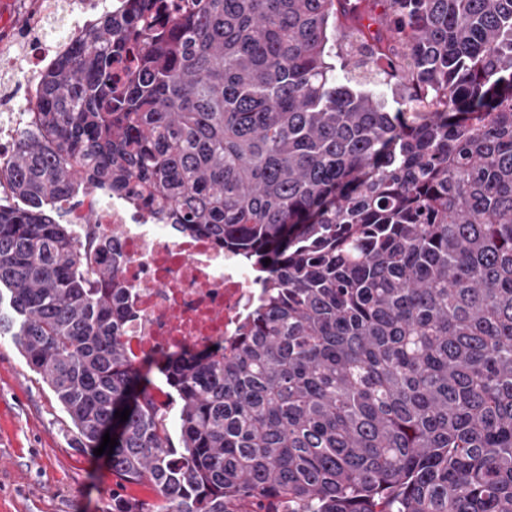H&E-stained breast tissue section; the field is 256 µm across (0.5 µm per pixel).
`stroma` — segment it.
<instances>
[{"mask_svg":"<svg viewBox=\"0 0 512 512\" xmlns=\"http://www.w3.org/2000/svg\"><path fill=\"white\" fill-rule=\"evenodd\" d=\"M115 482L105 456L75 448L52 392L0 336V512H106Z\"/></svg>","mask_w":512,"mask_h":512,"instance_id":"obj_1","label":"stroma"}]
</instances>
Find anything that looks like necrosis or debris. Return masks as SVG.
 <instances>
[{
    "label": "necrosis or debris",
    "instance_id": "necrosis-or-debris-1",
    "mask_svg": "<svg viewBox=\"0 0 512 512\" xmlns=\"http://www.w3.org/2000/svg\"><path fill=\"white\" fill-rule=\"evenodd\" d=\"M24 29L0 26V163L30 128L41 73L62 51L44 37L48 18L80 36L101 10L128 0H25ZM92 221L97 238H112L126 260L123 338L134 355L161 357L236 335L260 291L255 269L211 239L179 233L159 215L117 196L87 197L69 221Z\"/></svg>",
    "mask_w": 512,
    "mask_h": 512
}]
</instances>
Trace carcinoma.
I'll return each mask as SVG.
<instances>
[{"label": "carcinoma", "instance_id": "1", "mask_svg": "<svg viewBox=\"0 0 512 512\" xmlns=\"http://www.w3.org/2000/svg\"><path fill=\"white\" fill-rule=\"evenodd\" d=\"M129 2L0 168V328L159 500L109 512H512V0ZM97 190L260 272L236 336L155 361L178 447L120 255L53 216Z\"/></svg>", "mask_w": 512, "mask_h": 512}]
</instances>
